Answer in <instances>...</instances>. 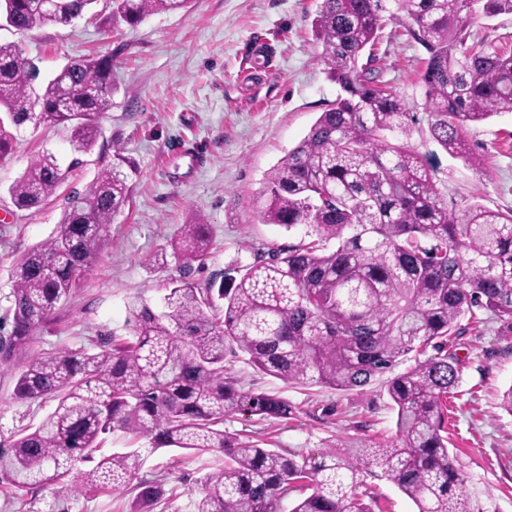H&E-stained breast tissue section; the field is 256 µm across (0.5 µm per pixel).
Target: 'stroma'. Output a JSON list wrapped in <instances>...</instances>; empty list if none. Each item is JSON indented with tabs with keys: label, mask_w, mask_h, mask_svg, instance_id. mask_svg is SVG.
Masks as SVG:
<instances>
[{
	"label": "stroma",
	"mask_w": 512,
	"mask_h": 512,
	"mask_svg": "<svg viewBox=\"0 0 512 512\" xmlns=\"http://www.w3.org/2000/svg\"><path fill=\"white\" fill-rule=\"evenodd\" d=\"M320 0H191L184 10L147 16L136 26L108 25L109 0H95L71 26H37L25 33L0 28V47L16 46L46 81L68 61L89 54L112 57L116 90L100 114L93 150L78 155L65 126H22L13 151L0 159V336L18 261L53 236L65 213L98 174L120 163L129 201L91 270L69 299L36 331L30 355L0 368V435L37 425L52 403H21L16 378L29 356L64 350L95 353L108 336L127 335V304L141 296L158 305L175 265L147 260L168 248L182 225L210 224L212 248L195 282L234 274L255 253L298 244L302 231L262 223L256 197L264 175L308 133L340 88L316 54L312 23ZM378 55L384 78L407 101L419 97L427 56L398 21L386 22ZM466 138L482 156L469 168L426 136L414 142L440 173H451L460 195L503 211L512 209V113L471 127ZM54 154L64 179L38 211L16 209L8 189L31 161ZM457 356L461 377L448 401V449L489 495L492 512H512V415L500 406L512 387V325L480 310L461 320ZM242 388L288 400L287 419L226 415L227 433L283 452L317 453L352 438L390 435L396 412L378 384L336 392L288 383L258 372L245 356L224 361ZM224 463L221 453L161 448L147 455L141 474L161 479L167 512H193L201 478ZM133 492L71 494L63 512H130Z\"/></svg>",
	"instance_id": "stroma-1"
}]
</instances>
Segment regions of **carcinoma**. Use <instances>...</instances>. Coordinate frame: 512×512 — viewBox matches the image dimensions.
I'll use <instances>...</instances> for the list:
<instances>
[{
    "label": "carcinoma",
    "mask_w": 512,
    "mask_h": 512,
    "mask_svg": "<svg viewBox=\"0 0 512 512\" xmlns=\"http://www.w3.org/2000/svg\"><path fill=\"white\" fill-rule=\"evenodd\" d=\"M96 0H63L40 14L35 0H0V24L19 33L67 26ZM112 23L134 25L190 0H111ZM398 19L427 52L418 78L429 138L467 167L481 158L467 129L512 113V44L471 37L481 18L512 16V0H321L313 22L317 56L340 87L332 107L266 173L257 196L261 221L308 241L256 254L237 276L187 280L209 259L202 221L184 224L151 259L176 260L155 312L128 303L129 336L99 351H61L30 359L15 399L55 401L35 427L0 439V485L14 493L57 495L129 488L131 512H151L162 485L139 477L142 448L219 452L224 467L206 474L193 512H372L360 491L368 476L393 484L416 512H491L448 452V394L459 382L460 320L486 309L512 321V209H491L448 192V181L412 141L417 113L383 80L374 47ZM366 63L359 64L362 55ZM33 67L18 48L0 47V158L28 122L66 124L76 151L91 150L97 117L112 105V56L65 65L37 92ZM63 180L56 157L34 159L9 188L20 210L38 208ZM129 187L105 169L78 198L55 234L17 264L0 336L8 364L25 354L35 330L66 301L101 252ZM240 352L260 372L338 392L361 390L403 361L385 382L395 432L347 441L317 455L260 448L224 432V416L293 415L288 401L238 387L224 366ZM129 437L125 451L101 452L106 436Z\"/></svg>",
    "instance_id": "1"
}]
</instances>
